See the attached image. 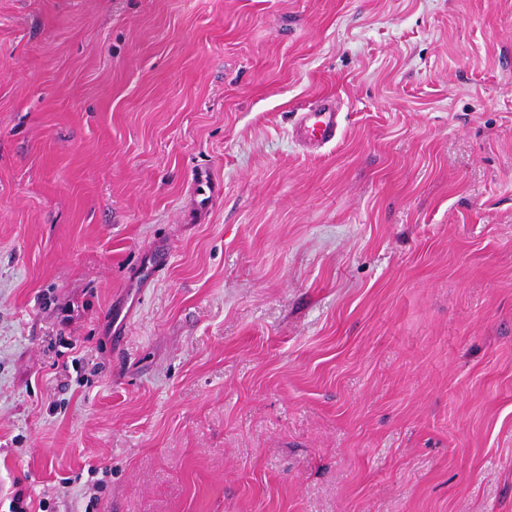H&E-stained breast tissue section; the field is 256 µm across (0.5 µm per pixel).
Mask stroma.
I'll use <instances>...</instances> for the list:
<instances>
[{
  "mask_svg": "<svg viewBox=\"0 0 512 512\" xmlns=\"http://www.w3.org/2000/svg\"><path fill=\"white\" fill-rule=\"evenodd\" d=\"M20 489L512 512V0H0ZM340 114L336 103L330 99L313 110L300 112L294 126L296 139L307 147H321L335 141Z\"/></svg>",
  "mask_w": 512,
  "mask_h": 512,
  "instance_id": "stroma-1",
  "label": "stroma"
}]
</instances>
